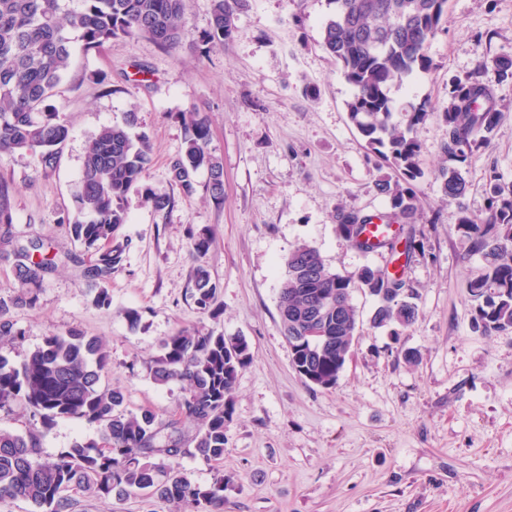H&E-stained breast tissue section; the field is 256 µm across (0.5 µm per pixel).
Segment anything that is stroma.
Listing matches in <instances>:
<instances>
[{"label": "stroma", "instance_id": "obj_1", "mask_svg": "<svg viewBox=\"0 0 512 512\" xmlns=\"http://www.w3.org/2000/svg\"><path fill=\"white\" fill-rule=\"evenodd\" d=\"M188 41L161 49L146 37H118L102 49H75L57 100L69 127L57 168L34 172L32 156L0 158V179L13 184V231L65 253L48 275L35 306L11 307L25 333L0 348L14 362L46 336L80 329L99 337L111 358L106 378L125 395V408L153 409L177 420L185 438L197 430L180 417V383L156 385L148 364L181 329L209 328L244 336L250 363L232 392L233 414L222 467L232 479L224 512H512V332L481 334L468 285L483 261L456 228L457 208L443 199L437 171L447 127L441 114L450 82L474 75L481 57L512 54V0H447L441 31L430 42V71L393 89L396 103H428L417 129L423 205L415 231L422 240L407 264L385 250L363 252L336 232V209L364 214L387 207L372 189L396 170L369 151L350 123L352 90L320 46L329 0H249L231 40L209 48L211 0H188ZM108 77L107 84L94 80ZM501 120L488 146L474 151L462 174L464 202L485 216L490 174L512 183V80L496 83ZM199 110L211 128V150L224 163V199L196 175L190 196L171 184L168 163L183 147L181 116ZM137 112L153 165L125 200L127 222L116 243L122 260L108 285L111 305L96 307L85 271L91 256L74 242L75 214L87 140L102 126ZM174 196L155 213L145 191ZM207 232L204 257L217 290L210 317L191 297L190 237ZM307 242L336 273L365 266L403 275L416 293L414 322L391 332L376 328V297L357 289L352 304L359 329L334 387L306 382L293 368L277 308L284 260ZM139 311L129 328L126 310ZM97 425L61 419L43 431L51 457L77 441H100ZM145 495L79 496L76 512H171Z\"/></svg>", "mask_w": 512, "mask_h": 512}]
</instances>
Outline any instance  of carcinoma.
<instances>
[{
	"instance_id": "1",
	"label": "carcinoma",
	"mask_w": 512,
	"mask_h": 512,
	"mask_svg": "<svg viewBox=\"0 0 512 512\" xmlns=\"http://www.w3.org/2000/svg\"><path fill=\"white\" fill-rule=\"evenodd\" d=\"M447 0H331L330 17L321 29L322 49L340 67L352 88L346 101L348 119L371 151L398 172L396 179L375 180L389 211L379 219L386 225L409 226L408 250L416 249L414 224L421 204L413 182L422 176L418 165L421 144L414 135L430 115L426 103L397 106L392 89L419 71L430 70L428 44L440 29ZM188 0H0V156L26 152L35 170L48 175L57 166L69 128L54 103L57 88L70 65L75 45L99 50L118 36H145L164 49H176L186 39L184 16ZM247 0H211L210 28L201 42L222 46L232 38L235 16ZM479 75L452 82L448 107L442 112L447 139L441 145L445 164L437 180L443 199L457 203V229L471 251L486 261L482 276L469 285L476 303L475 329L484 335L512 329V184L493 174L488 182L485 219L463 205L468 183L462 168L473 150L489 144L500 121L492 83L512 79V55L480 62ZM137 115L126 113L120 123L102 127L88 140L79 189L77 215L68 230L93 260L87 277L98 285L93 303L111 304L107 285L121 260L123 247L112 245L118 227L127 220L124 199L147 176L152 163L149 137L132 133ZM184 147L168 163L170 182L186 196L197 190L196 173L208 172L206 192L224 198V164L209 149L210 126L197 112L183 119ZM12 188L0 182V249L12 256L18 292L14 305L33 306L45 277L58 266L56 257L36 240L19 244L12 231ZM145 200L162 213L175 199L146 191ZM374 216L336 208V232L352 240L351 225L364 232ZM205 232L192 236L199 262L192 270V298L210 311L217 286L200 261L210 248ZM397 239L385 234L358 245L364 252L396 250ZM278 296L283 335L294 360L314 385H336L352 348L358 316L351 304L356 288L379 296L390 282L398 294L379 306L375 327L408 326L417 308L414 292L403 276L365 266L357 275H341L326 266L319 250L296 245L285 258ZM0 301V345L18 344L24 336L7 317ZM250 362L243 336H226L213 329H183L164 343V352L148 367L158 385L182 383L180 415L194 420L192 447L164 430L150 409L137 414L124 408L125 395L105 383L110 355L102 341L80 330L50 334L43 345L19 365L0 352V414L16 407L26 412L25 435L0 428V499L21 498L36 512H73L75 493L96 498L112 494L146 493L190 512H224V490L230 479L216 468L205 484L189 481L174 465L185 456L206 462L224 459V425L233 410L232 391L239 372ZM61 418L97 424L101 442H77L53 458H41L40 430Z\"/></svg>"
}]
</instances>
